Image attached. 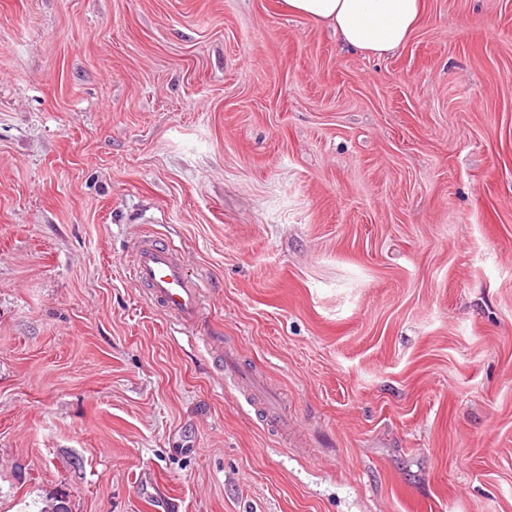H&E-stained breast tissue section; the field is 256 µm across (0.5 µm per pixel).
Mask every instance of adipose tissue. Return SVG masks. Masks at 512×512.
<instances>
[{"label": "adipose tissue", "mask_w": 512, "mask_h": 512, "mask_svg": "<svg viewBox=\"0 0 512 512\" xmlns=\"http://www.w3.org/2000/svg\"><path fill=\"white\" fill-rule=\"evenodd\" d=\"M295 15L333 28L346 49L380 56L400 47L421 13V0H283Z\"/></svg>", "instance_id": "ef3b65f1"}]
</instances>
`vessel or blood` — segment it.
Masks as SVG:
<instances>
[{
    "mask_svg": "<svg viewBox=\"0 0 512 512\" xmlns=\"http://www.w3.org/2000/svg\"><path fill=\"white\" fill-rule=\"evenodd\" d=\"M130 272L135 282L148 288L177 320L192 323L198 319L201 311L199 285L189 276L184 260L164 242L143 240Z\"/></svg>",
    "mask_w": 512,
    "mask_h": 512,
    "instance_id": "1",
    "label": "vessel or blood"
}]
</instances>
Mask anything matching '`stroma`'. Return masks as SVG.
<instances>
[{
  "label": "stroma",
  "instance_id": "35a3bbf8",
  "mask_svg": "<svg viewBox=\"0 0 512 512\" xmlns=\"http://www.w3.org/2000/svg\"><path fill=\"white\" fill-rule=\"evenodd\" d=\"M422 2L0 0V512H512V0ZM285 9L333 28L346 49L382 56L410 36L420 0H283ZM130 272L135 282L148 288L177 320L193 323L198 319L201 311L200 286L188 275L184 260L164 242L143 240Z\"/></svg>",
  "mask_w": 512,
  "mask_h": 512
}]
</instances>
